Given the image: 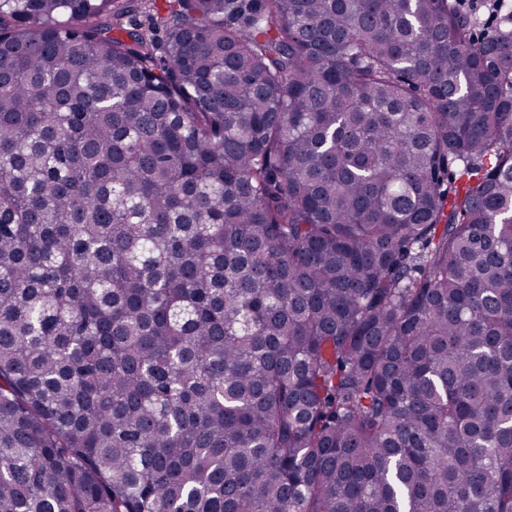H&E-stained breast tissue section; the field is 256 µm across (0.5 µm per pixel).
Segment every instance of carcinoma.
<instances>
[{
    "label": "carcinoma",
    "instance_id": "obj_1",
    "mask_svg": "<svg viewBox=\"0 0 512 512\" xmlns=\"http://www.w3.org/2000/svg\"><path fill=\"white\" fill-rule=\"evenodd\" d=\"M155 2L0 0V512H512V31Z\"/></svg>",
    "mask_w": 512,
    "mask_h": 512
}]
</instances>
